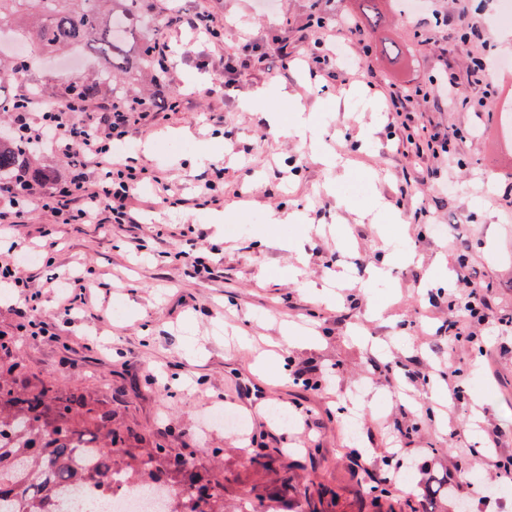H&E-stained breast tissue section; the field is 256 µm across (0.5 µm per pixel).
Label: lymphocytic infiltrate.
I'll return each mask as SVG.
<instances>
[{"label": "lymphocytic infiltrate", "mask_w": 512, "mask_h": 512, "mask_svg": "<svg viewBox=\"0 0 512 512\" xmlns=\"http://www.w3.org/2000/svg\"><path fill=\"white\" fill-rule=\"evenodd\" d=\"M165 25L205 32L210 43H218L224 36L223 27L207 11H186L167 7L163 10ZM316 36V51L310 56L315 70L324 71L335 66L334 56L324 52L325 44L354 47L364 45L365 39L358 24L326 20L312 23ZM429 89L423 86L392 87L389 99L394 112L402 114V128L407 134L406 144L415 148L419 159L437 158L448 152L452 135H431L426 146L420 147L408 128L413 121L407 115V103L416 97L429 98ZM141 112L113 109L111 102H96L73 96L54 98L50 105L41 101H28L24 109L12 113L11 129L22 139L37 147L39 155H62L67 159V172L59 176L44 172L37 180L27 175L0 188V231L22 223L31 204L49 214L57 224H84L95 214L108 213L117 224L135 223L136 217L126 201L133 188L142 181V168L121 162L114 154V144L126 138L130 128L144 120ZM460 289L449 294L448 308L452 313L448 321V340L459 339L461 323L480 326L499 324L512 326V316L499 312L489 286L475 272L461 269ZM25 289V319L21 329L29 336L48 335L49 324L38 313L37 292L32 291L30 279L19 274V259L10 255L0 260V287Z\"/></svg>", "instance_id": "1"}]
</instances>
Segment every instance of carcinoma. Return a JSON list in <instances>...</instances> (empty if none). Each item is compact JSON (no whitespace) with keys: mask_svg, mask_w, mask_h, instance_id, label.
<instances>
[{"mask_svg":"<svg viewBox=\"0 0 512 512\" xmlns=\"http://www.w3.org/2000/svg\"><path fill=\"white\" fill-rule=\"evenodd\" d=\"M151 0H0V33L13 19L23 23V38L35 53L48 56L60 50H90L108 65L79 82L58 80L37 88L53 97L66 90L93 100L112 102V108L164 111L169 99L140 95L132 90L137 77H164L153 54L154 20ZM31 54L0 49V112L20 105L16 91L29 75ZM38 172L26 144L0 131V179L20 169ZM0 512H70L68 503L91 490L107 496L114 485L183 487L192 500L173 512H224V481L198 470L194 452L173 453L160 447L135 454L123 445L137 435L112 428V407L94 402L74 390L63 392L50 380L38 378L11 359L12 343L0 336ZM453 487L429 483L417 502L399 501L382 510L389 491L366 490L358 512H444L454 500ZM333 492L319 487L304 492L296 512H330ZM243 512H281L280 502L246 493Z\"/></svg>","mask_w":512,"mask_h":512,"instance_id":"cac0c4a2","label":"carcinoma"}]
</instances>
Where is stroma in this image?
I'll list each match as a JSON object with an SVG mask.
<instances>
[{
  "mask_svg": "<svg viewBox=\"0 0 512 512\" xmlns=\"http://www.w3.org/2000/svg\"><path fill=\"white\" fill-rule=\"evenodd\" d=\"M400 2L379 0L375 26L360 0H181L208 10L224 40L154 24L170 46L161 91L176 96L178 107L129 133L131 155L145 171L128 201L137 223L54 224L35 210L0 239V254L55 242L54 271L84 276L86 300L68 314L55 291L42 288L51 338L20 335L15 308L23 296L6 289L0 336L13 341L17 359L62 390L110 403L115 425L136 434L131 452L158 443L192 448L223 478L224 512H236L253 486L294 512L315 483L335 488L334 512H357L348 469L386 473L392 434L416 422L422 428L407 441L409 474L391 486L393 498L418 494L431 479H460L474 512H512V497L495 481L497 454L463 461L448 449L449 429L470 446L497 427L499 454L512 455V334L483 329L482 356L467 342L449 349L438 332L462 258L512 314V203L503 196L512 186V137L503 135L499 112L478 117L464 105L482 94L470 59L488 46L497 56L512 53V34L489 23L495 0H464L479 26L465 42L456 26L431 21L448 0L410 12ZM317 8L351 18L367 34L371 50L354 81L312 73L305 62ZM394 42L395 54L388 50ZM284 49L294 61L283 74L268 73L262 54ZM100 66L88 57H43L30 78L77 80ZM444 70L456 78L459 102L409 105L428 132L455 135L416 192L410 183L419 160L396 136L387 89L427 86ZM263 85L274 95L241 109L240 98ZM298 101L343 167L327 170L288 136ZM204 149L224 169L215 191L202 187L209 163L192 162ZM216 211L223 223H211ZM185 249L217 277L196 273ZM451 366L462 375L450 384L442 374ZM331 367L337 376L325 394L293 381L297 372L318 380ZM298 406L317 422L314 436L270 413ZM216 407L246 416L248 440L208 422ZM251 446L276 454L273 468L247 464ZM282 448L318 449L320 465L287 469ZM286 482L293 491L285 497Z\"/></svg>",
  "mask_w": 512,
  "mask_h": 512,
  "instance_id": "35a3bbf8",
  "label": "stroma"
}]
</instances>
